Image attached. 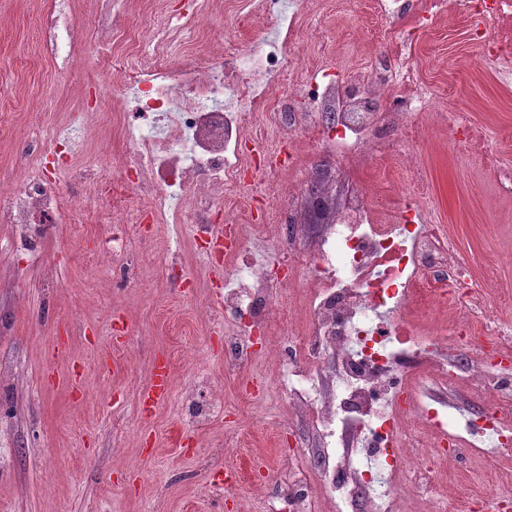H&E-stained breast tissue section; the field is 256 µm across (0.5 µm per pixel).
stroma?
I'll use <instances>...</instances> for the list:
<instances>
[{
  "instance_id": "35a3bbf8",
  "label": "stroma",
  "mask_w": 512,
  "mask_h": 512,
  "mask_svg": "<svg viewBox=\"0 0 512 512\" xmlns=\"http://www.w3.org/2000/svg\"><path fill=\"white\" fill-rule=\"evenodd\" d=\"M186 2L129 0L116 15L110 0H73L84 45L63 69L38 37L44 0H0V180L17 178L28 162L31 130L47 135L69 119L85 131L74 166L106 168L112 185L95 191L60 175L56 191L75 208L111 210L128 136L112 109L124 90L99 41L108 31L125 44L151 8L168 16ZM272 25L253 0H224L200 37L217 47L231 39L244 50ZM466 36L464 22H441L413 55L437 101L470 110L490 152L512 166V88L487 75L459 78L476 62L465 54ZM298 39L299 64L310 69L326 62L367 68L390 44L372 0H312ZM36 99L42 109L30 111ZM325 137L302 134V164L269 178L265 212L325 167L374 193L395 220L407 203L401 183L368 164L338 169ZM414 142L429 221L455 237L457 257L475 278L512 285V193L498 191L447 125L416 130ZM198 233L193 224H163L148 239L127 230L138 268L119 284L111 256L99 250L111 225L63 220L25 233L0 224V512H263L278 472L305 448L304 419L280 398H256L273 355L226 369L224 260L197 256ZM162 354L171 363L170 392L144 417L139 396ZM76 376L77 391L69 384ZM229 467L237 480L228 488ZM508 472L512 455L449 472L446 512H472Z\"/></svg>"
}]
</instances>
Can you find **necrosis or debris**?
I'll list each match as a JSON object with an SVG mask.
<instances>
[{
    "label": "necrosis or debris",
    "mask_w": 512,
    "mask_h": 512,
    "mask_svg": "<svg viewBox=\"0 0 512 512\" xmlns=\"http://www.w3.org/2000/svg\"><path fill=\"white\" fill-rule=\"evenodd\" d=\"M212 0H192L163 24L133 33L137 60L113 55L138 122L129 137L125 185L129 204L114 206L108 224H203L215 192L252 193L248 173H274L282 164L265 140L247 144L248 111L270 105L274 136L287 140L318 127L330 115L338 157L394 159L416 185L408 137L389 139L390 126L405 130L432 117L433 92L414 63L413 41L442 15L467 20L481 60L501 85L512 84V0H375L379 19L393 33L394 47L376 69L329 66L311 77L324 91L312 97L287 83L302 4L265 0L275 25L246 50L226 43L223 65L202 51L180 68L168 60L175 43L189 44L208 21ZM39 35L51 54L66 61L81 43L67 0H53L40 20ZM288 91L271 97L273 85ZM398 102L396 113L376 102ZM448 133L476 149L503 190L512 170L492 163L468 113L448 112ZM83 140L74 126L60 125L37 151L30 173L17 183L0 181V223L28 226L54 222L64 203L43 171L41 159L55 148L76 153ZM279 222L278 243L288 254V274L272 277L266 260L242 251L237 224L225 225L232 248L224 253V363L254 357L255 330L269 329L277 309L274 291L305 274L307 322L300 339L284 338L282 371L267 391L285 396L301 412L317 443L291 461L268 500V512H316L325 498L335 512H397L404 489L425 496L434 487L435 464L410 453L419 429L452 466L470 455L512 452V340L505 323L488 312L490 283L458 262L453 238L414 214L398 224L379 223L364 191L335 194L330 185L289 198ZM427 282V299L446 313L438 325H417L407 315ZM466 389L474 407L449 409L442 394Z\"/></svg>",
    "instance_id": "necrosis-or-debris-1"
}]
</instances>
